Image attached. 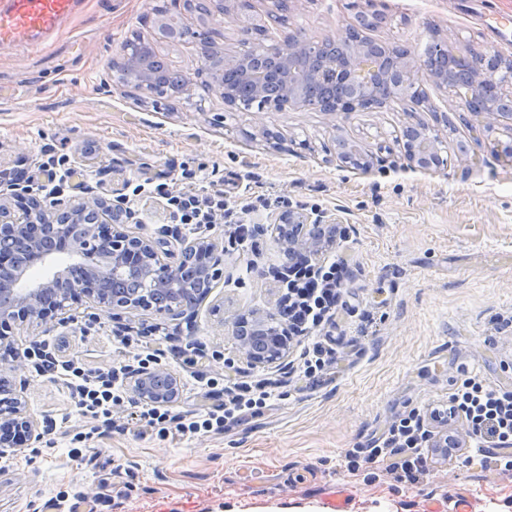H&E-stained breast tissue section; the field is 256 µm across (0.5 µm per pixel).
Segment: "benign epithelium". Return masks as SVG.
<instances>
[{"instance_id": "benign-epithelium-1", "label": "benign epithelium", "mask_w": 512, "mask_h": 512, "mask_svg": "<svg viewBox=\"0 0 512 512\" xmlns=\"http://www.w3.org/2000/svg\"><path fill=\"white\" fill-rule=\"evenodd\" d=\"M245 5L254 15L258 14L256 0H183V10L194 16L196 26L212 32L225 15L238 13ZM346 38H326L314 42L306 37L295 36L286 42L271 38L261 55H252L241 46L224 53L222 67L236 71L238 83L223 82V71H207L211 83L218 86L224 103H243L242 90L249 92V100L264 108L275 109L291 105L319 112H356L372 106L380 98L381 88H386L388 99H398L408 87L420 84L423 76L432 78L439 87L448 86V81L466 80L473 93L465 97L469 111L484 119V127L496 133L491 140V150L499 157L512 161V84L499 82L496 74L485 66L486 55L462 59V65L448 67V45L437 43L433 56L399 55L386 47L384 58L377 61L373 73L379 79L353 78V74L370 67L368 43L364 42L345 49ZM160 56L155 46L141 42L133 50L125 51L124 64L127 71L136 77L139 86L150 91H161L168 87L156 68ZM406 159L410 166L429 170L441 166L442 157L434 150L433 138L426 131L413 129L406 135ZM278 223L288 225V232L281 233L278 244L287 258L293 262L300 252L314 257L322 253V238L318 236L323 224V215L288 210L281 213ZM19 237L22 243L35 251L33 263L23 270L17 279L6 285L0 283V350L13 348L7 331L16 322H38L47 320L46 307L41 295L53 286L61 288L66 305L54 310L53 317L66 312L74 303L86 301L106 312L116 308L126 310L155 309L160 315H171L174 308H166L165 302L152 293L128 294L125 289L126 269L138 267L148 273L146 282L154 288H173L177 285L184 268L181 261H170L171 253L159 244L133 235L118 228H111L108 236L112 250V278L116 285L112 291V302L99 299L92 281L66 283V271L58 266L84 263L100 247L98 233L93 231L81 239L65 243L62 249L35 250L40 228L31 227L30 211L21 208L15 212L0 203V234ZM246 359L253 365L268 366L279 362L289 350V342L283 337H272L271 346L261 351L250 349L245 337H235ZM166 378L172 387L179 388L177 377L159 367L138 371L132 375L130 386L137 399L146 404L164 405L168 396L153 387V383ZM0 419L27 440L40 439L38 422L27 413L21 393L11 381L0 375Z\"/></svg>"}]
</instances>
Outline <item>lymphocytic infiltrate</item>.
Segmentation results:
<instances>
[{"mask_svg":"<svg viewBox=\"0 0 512 512\" xmlns=\"http://www.w3.org/2000/svg\"><path fill=\"white\" fill-rule=\"evenodd\" d=\"M223 179L209 180L206 187L192 188L172 194L165 184L153 189L137 185V197L156 196L166 201L169 220L186 233L202 235L214 225H228L227 245L236 251H253L257 242L255 225L232 221L237 202L226 197ZM345 264L341 257L314 263L301 259L286 273L287 291L282 296L280 329L288 338L308 337L299 358L305 376L316 378L325 374L330 363L328 350L320 334L342 299L346 285ZM34 356L43 373L61 381L70 391L81 416L90 422L89 433H76L72 441L80 444L89 434L112 429V413L126 396V379L132 366L154 363L156 354L143 350L133 356V364L96 372L62 360L48 349L34 348ZM195 381L214 402L199 413H174L162 406L148 405L138 416L141 433L157 432L162 438L181 442L197 434H220L226 427L249 415H256L275 395L271 383L250 384L245 381L196 375ZM461 425L476 448H493L497 454L494 466L512 469V389L486 386L478 378L465 376L454 393L442 403L430 405L425 412L412 411L395 421L387 433L374 440L370 447L346 450L347 470L355 471L367 464L386 465L398 478L415 482L429 470V447L437 425Z\"/></svg>","mask_w":512,"mask_h":512,"instance_id":"1","label":"lymphocytic infiltrate"}]
</instances>
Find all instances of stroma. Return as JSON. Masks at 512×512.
<instances>
[{
	"instance_id": "obj_1",
	"label": "stroma",
	"mask_w": 512,
	"mask_h": 512,
	"mask_svg": "<svg viewBox=\"0 0 512 512\" xmlns=\"http://www.w3.org/2000/svg\"><path fill=\"white\" fill-rule=\"evenodd\" d=\"M366 0H295L286 25L269 23L275 38L299 33L313 41L343 34ZM386 21L372 38L424 53L443 39L458 56L470 50L512 59V0H375ZM176 14L174 0H86L83 11L48 41L0 50V170L24 163L38 170L41 152L54 146L75 180L107 171L93 190L65 191L66 201L113 200L146 173L166 174L173 193L187 181L173 167L190 160L217 170L225 189L249 197H282L293 210L325 212L344 236L328 254L348 263L345 303L326 346L334 363L326 380L287 374L300 350L282 363L254 366L233 338L241 317L275 312L283 290L276 278L285 257L272 232L278 209L247 211L260 225L259 254L221 252V277L195 311L178 318L150 311L102 312L85 302L65 321L14 326L16 358L0 366L21 388L28 412L53 417L67 430L84 420L60 381L36 371L27 357L37 342L60 356L107 370L129 351L124 332L150 327L141 344L160 349L158 366L180 381L175 412L203 407L180 348L196 347L198 369L245 380H279L282 398L264 414L219 436L179 444L139 434L130 399L116 413L117 431L82 457L68 454L62 434L25 442L0 455V512H60L59 492L98 501L99 512H331L337 488L350 495V512H426L431 500L458 493L472 512H512V470L476 462L459 433L457 458L430 454L420 483L396 481L381 466L347 471L343 454L366 446L398 415L447 400L465 367L487 385L512 387V164L484 145L482 119L467 112L453 91L423 79L426 106L389 102L363 112H318L296 107L247 110L204 93L207 79L199 38L189 34L157 49L194 77L198 103L118 82L108 67L131 33L152 39L158 11ZM438 130L444 170L410 167L401 134L409 125ZM375 155L361 170L342 163L337 136ZM468 148L469 161L458 158ZM128 232L166 240L161 201L135 203Z\"/></svg>"
}]
</instances>
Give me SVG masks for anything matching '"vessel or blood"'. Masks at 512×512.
<instances>
[{"label":"vessel or blood","mask_w":512,"mask_h":512,"mask_svg":"<svg viewBox=\"0 0 512 512\" xmlns=\"http://www.w3.org/2000/svg\"><path fill=\"white\" fill-rule=\"evenodd\" d=\"M83 6L84 0H0V49L42 42Z\"/></svg>","instance_id":"1"}]
</instances>
